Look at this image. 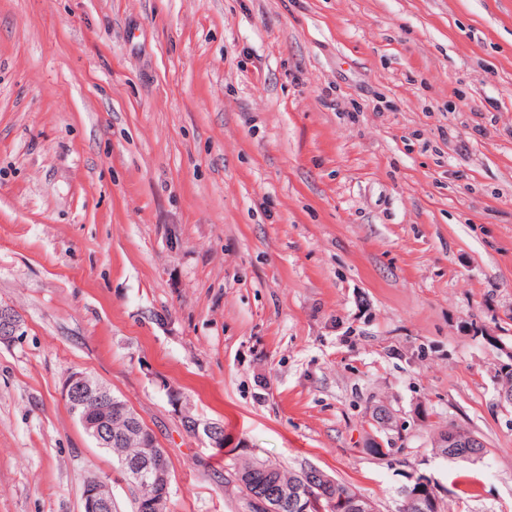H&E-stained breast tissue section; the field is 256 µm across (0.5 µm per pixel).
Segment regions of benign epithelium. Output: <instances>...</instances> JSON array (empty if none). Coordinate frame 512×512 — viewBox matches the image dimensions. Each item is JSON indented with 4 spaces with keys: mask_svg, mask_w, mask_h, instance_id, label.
Returning <instances> with one entry per match:
<instances>
[{
    "mask_svg": "<svg viewBox=\"0 0 512 512\" xmlns=\"http://www.w3.org/2000/svg\"><path fill=\"white\" fill-rule=\"evenodd\" d=\"M24 334L23 323L16 312L0 307V344H10ZM62 396L74 413L80 417L85 432L100 448H138L140 455L130 458L120 456L122 482L133 494L136 512H167L171 496L172 475L163 466L164 451L153 431L145 424L137 412L129 405L117 402L112 389L91 374L77 370L66 377ZM169 402L181 421L191 427L209 448H222L225 445L224 425L195 416L192 406L181 392L171 390ZM100 403L102 412L91 415L86 412L88 401ZM467 444L475 448L483 441L471 432L461 428H450L436 437L433 447L458 448ZM288 499V489L281 488V498H254L260 512H280ZM80 512H113L112 481L110 477L89 475L84 479Z\"/></svg>",
    "mask_w": 512,
    "mask_h": 512,
    "instance_id": "benign-epithelium-1",
    "label": "benign epithelium"
}]
</instances>
